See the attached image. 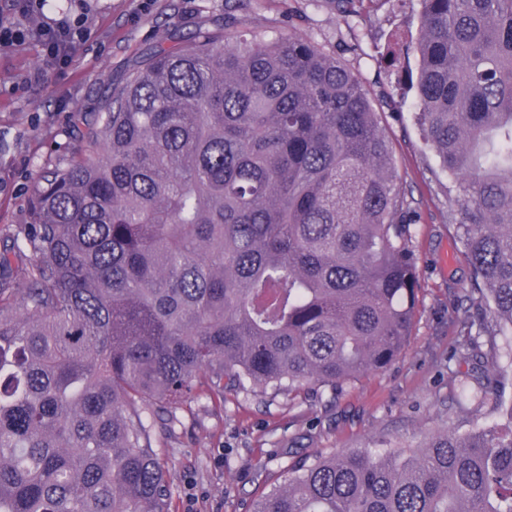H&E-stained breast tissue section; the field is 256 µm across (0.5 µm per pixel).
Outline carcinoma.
<instances>
[{
  "instance_id": "carcinoma-1",
  "label": "carcinoma",
  "mask_w": 512,
  "mask_h": 512,
  "mask_svg": "<svg viewBox=\"0 0 512 512\" xmlns=\"http://www.w3.org/2000/svg\"><path fill=\"white\" fill-rule=\"evenodd\" d=\"M415 89L457 191L465 296L512 333V0H420ZM224 26L163 35L77 112L84 149L39 179L0 256V512H168L155 420L205 384L336 391L411 336L414 209L368 90L312 41ZM25 317L20 319L16 310ZM507 424L287 467L249 512H512Z\"/></svg>"
}]
</instances>
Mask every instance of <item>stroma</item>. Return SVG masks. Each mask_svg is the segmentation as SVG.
<instances>
[{"label":"stroma","mask_w":512,"mask_h":512,"mask_svg":"<svg viewBox=\"0 0 512 512\" xmlns=\"http://www.w3.org/2000/svg\"><path fill=\"white\" fill-rule=\"evenodd\" d=\"M225 0H84L88 35L73 43L65 64L46 66L32 17L0 0V23L27 30L0 46V250L28 220L40 175L81 146L75 112L98 111L108 88L162 32L183 33L224 21ZM344 19L325 0H252L241 22L316 42L359 75L374 101L394 100L382 115L394 163L418 212L411 248L420 282L412 336L387 369L330 391H232L223 401L193 396L172 409L155 446L172 475L169 512H246L249 501L282 484L284 469L315 454L407 441L423 432L502 423L512 405V338L498 337L502 386L471 410L460 409L459 383L475 388L477 361L448 366V352L476 308L457 299L472 286L465 251L448 229L449 182L415 124L410 87L419 58L401 53L396 67L379 64L394 35L419 37L420 0H363Z\"/></svg>","instance_id":"1"}]
</instances>
